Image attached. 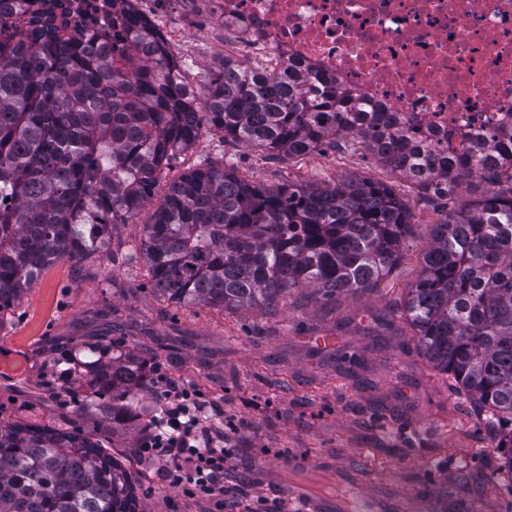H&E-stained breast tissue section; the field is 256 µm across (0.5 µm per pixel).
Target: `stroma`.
I'll return each mask as SVG.
<instances>
[{"mask_svg":"<svg viewBox=\"0 0 512 512\" xmlns=\"http://www.w3.org/2000/svg\"><path fill=\"white\" fill-rule=\"evenodd\" d=\"M181 25L186 40L170 51L186 80L206 91L221 59L216 48L224 19L209 13ZM225 163L267 186L350 176L391 185L413 214L398 266L371 290L333 301L308 288L268 309L181 307L153 288L137 259L154 211L145 206L115 226L109 253L55 262L0 312V421L77 429L102 441L126 469L138 512H212V502L163 478L162 463L140 456L137 442L150 417L111 429L87 411L86 388L65 382L72 355L89 362L92 347L106 344L133 351L147 368L162 365L179 383L203 392L215 426L233 421L235 457L225 485L250 483L283 502L289 457L329 456L405 491L426 485L437 499L454 494L477 512H512V481L486 476L488 465L501 463L498 437L418 352L402 316L433 224L486 194L488 183L472 178L442 206L358 151L275 157L206 129L163 164L157 189L165 191L189 170ZM318 334L335 336V345L317 347L311 338ZM260 465L277 466L278 482L253 481Z\"/></svg>","mask_w":512,"mask_h":512,"instance_id":"obj_1","label":"stroma"}]
</instances>
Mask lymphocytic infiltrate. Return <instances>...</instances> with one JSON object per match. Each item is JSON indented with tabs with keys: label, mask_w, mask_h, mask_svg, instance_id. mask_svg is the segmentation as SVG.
Wrapping results in <instances>:
<instances>
[{
	"label": "lymphocytic infiltrate",
	"mask_w": 512,
	"mask_h": 512,
	"mask_svg": "<svg viewBox=\"0 0 512 512\" xmlns=\"http://www.w3.org/2000/svg\"><path fill=\"white\" fill-rule=\"evenodd\" d=\"M152 386L164 406L140 443L142 455L163 461L166 479L185 486L190 494L213 499L219 512H235L249 488L224 486V465L232 454L222 433L209 425V403L160 371L155 372Z\"/></svg>",
	"instance_id": "1"
}]
</instances>
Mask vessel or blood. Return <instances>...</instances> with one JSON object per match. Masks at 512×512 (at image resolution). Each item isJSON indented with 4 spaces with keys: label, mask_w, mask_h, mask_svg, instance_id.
Instances as JSON below:
<instances>
[{
    "label": "vessel or blood",
    "mask_w": 512,
    "mask_h": 512,
    "mask_svg": "<svg viewBox=\"0 0 512 512\" xmlns=\"http://www.w3.org/2000/svg\"><path fill=\"white\" fill-rule=\"evenodd\" d=\"M288 467L293 471L318 470L335 473L333 491H315L306 483L292 482L288 494L294 498L300 512H428L434 495L427 487L406 492L398 487L358 471H337L329 459L318 461L307 457L290 459Z\"/></svg>",
    "instance_id": "vessel-or-blood-1"
}]
</instances>
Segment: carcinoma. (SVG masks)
I'll return each mask as SVG.
<instances>
[{"label": "carcinoma", "instance_id": "obj_1", "mask_svg": "<svg viewBox=\"0 0 512 512\" xmlns=\"http://www.w3.org/2000/svg\"><path fill=\"white\" fill-rule=\"evenodd\" d=\"M132 47L121 64L90 41L0 44V311L51 263L108 250L112 228L152 202L163 162L205 125L278 156L342 141L430 197L479 176L496 188L433 225L403 314L421 355L499 434L512 473V130L423 150L332 79L226 57L199 97L163 40L142 31ZM412 218L383 182L268 187L205 167L169 184L142 257L176 305L271 308L298 288L332 299L374 287L399 263ZM72 361L88 406L116 428L138 417L147 373L136 355L103 345L98 363ZM0 512L135 510L126 473L92 437L0 421Z\"/></svg>", "mask_w": 512, "mask_h": 512}]
</instances>
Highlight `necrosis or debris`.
Segmentation results:
<instances>
[{"label":"necrosis or debris","instance_id":"1","mask_svg":"<svg viewBox=\"0 0 512 512\" xmlns=\"http://www.w3.org/2000/svg\"><path fill=\"white\" fill-rule=\"evenodd\" d=\"M25 0L0 12V43L29 29L45 9L52 34L99 40L120 33V16L179 41L175 9L195 0ZM225 55L266 72L287 64L336 79L373 109L396 113L435 145L512 125V0H216Z\"/></svg>","mask_w":512,"mask_h":512}]
</instances>
